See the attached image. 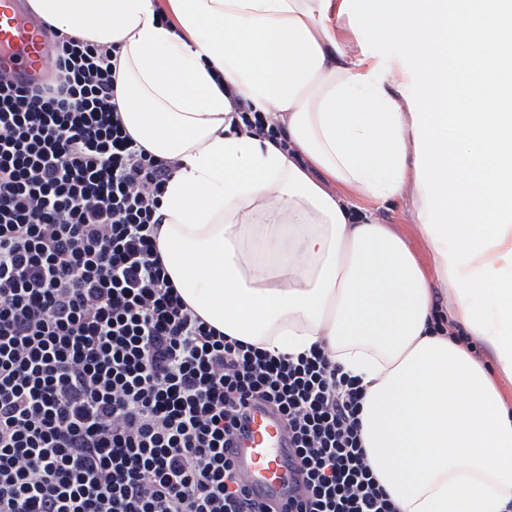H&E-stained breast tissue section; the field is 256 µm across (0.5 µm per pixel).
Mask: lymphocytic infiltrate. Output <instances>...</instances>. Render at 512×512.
I'll return each mask as SVG.
<instances>
[{
	"label": "lymphocytic infiltrate",
	"mask_w": 512,
	"mask_h": 512,
	"mask_svg": "<svg viewBox=\"0 0 512 512\" xmlns=\"http://www.w3.org/2000/svg\"><path fill=\"white\" fill-rule=\"evenodd\" d=\"M51 37L45 80L0 71V512H396L359 379L184 301L156 247L178 161L127 132L111 48ZM256 400L291 443L282 505L226 453Z\"/></svg>",
	"instance_id": "lymphocytic-infiltrate-1"
}]
</instances>
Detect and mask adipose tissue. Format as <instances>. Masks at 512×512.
<instances>
[{
  "label": "adipose tissue",
  "mask_w": 512,
  "mask_h": 512,
  "mask_svg": "<svg viewBox=\"0 0 512 512\" xmlns=\"http://www.w3.org/2000/svg\"><path fill=\"white\" fill-rule=\"evenodd\" d=\"M31 6L116 47L128 132L179 161L156 244L187 304L359 377L398 512H506L512 407L490 373L512 380V0H173V25L153 0ZM234 97L287 147L241 132ZM355 196L412 197L436 279Z\"/></svg>",
  "instance_id": "adipose-tissue-1"
}]
</instances>
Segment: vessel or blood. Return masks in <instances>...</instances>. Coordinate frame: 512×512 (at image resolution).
<instances>
[{
  "mask_svg": "<svg viewBox=\"0 0 512 512\" xmlns=\"http://www.w3.org/2000/svg\"><path fill=\"white\" fill-rule=\"evenodd\" d=\"M48 54L41 23L27 13L24 0H0V70L24 85L41 81ZM232 457L251 496L287 501L292 486L288 435L276 411L261 404L250 407Z\"/></svg>",
  "mask_w": 512,
  "mask_h": 512,
  "instance_id": "b4317fda",
  "label": "vessel or blood"
}]
</instances>
